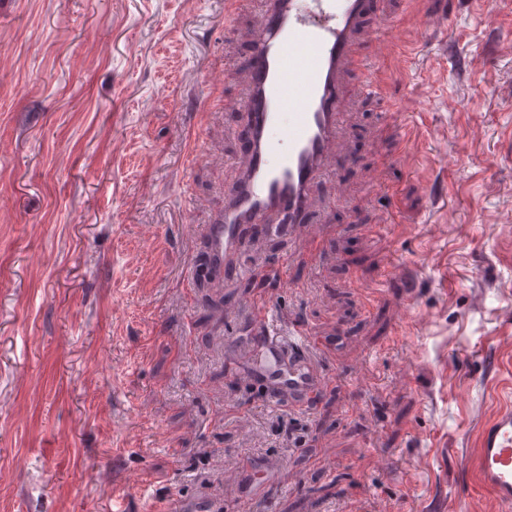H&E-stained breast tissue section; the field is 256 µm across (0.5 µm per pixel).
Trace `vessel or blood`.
Here are the masks:
<instances>
[{
  "label": "vessel or blood",
  "mask_w": 512,
  "mask_h": 512,
  "mask_svg": "<svg viewBox=\"0 0 512 512\" xmlns=\"http://www.w3.org/2000/svg\"><path fill=\"white\" fill-rule=\"evenodd\" d=\"M369 18L373 31L360 38ZM402 34L400 20L376 13L372 0H261L238 102L245 118L232 161L235 183L207 227L199 275L220 280L236 267L248 244L243 226L260 236L306 229L314 221L316 184H324L330 201L347 197L346 180L333 173L345 82L357 76L366 94L380 93L383 67ZM312 336L308 327L283 321L267 301L246 327L217 343L233 376L266 380L267 399L304 409L326 381ZM243 348L252 353L250 363L237 360ZM474 472L504 506L512 505V406L482 426Z\"/></svg>",
  "instance_id": "1"
}]
</instances>
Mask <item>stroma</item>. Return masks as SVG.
<instances>
[{
    "label": "stroma",
    "instance_id": "1",
    "mask_svg": "<svg viewBox=\"0 0 512 512\" xmlns=\"http://www.w3.org/2000/svg\"><path fill=\"white\" fill-rule=\"evenodd\" d=\"M439 3L376 0L416 51L387 63L389 92L429 138L400 159L399 119L351 80L349 196L321 204L318 237L249 241L213 284L187 270L239 149L253 10L229 39L224 0H0V512H175L204 495L224 512H370L379 496L505 512L470 463L512 403V10L452 0L433 31ZM443 145L463 152L449 174ZM391 208L411 234L376 232ZM397 261L418 287L366 300ZM260 300L335 357L309 410L265 401L213 344ZM256 457L279 466L254 470L268 493L226 491Z\"/></svg>",
    "mask_w": 512,
    "mask_h": 512
}]
</instances>
